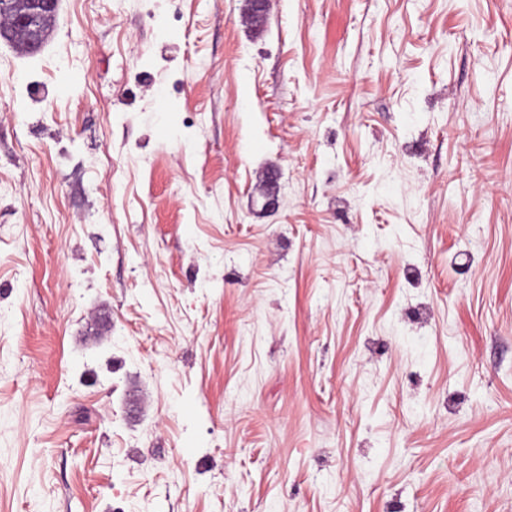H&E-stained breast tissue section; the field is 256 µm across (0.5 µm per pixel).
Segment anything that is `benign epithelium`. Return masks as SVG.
<instances>
[{
	"label": "benign epithelium",
	"instance_id": "7a95c632",
	"mask_svg": "<svg viewBox=\"0 0 512 512\" xmlns=\"http://www.w3.org/2000/svg\"><path fill=\"white\" fill-rule=\"evenodd\" d=\"M61 0H0V43L26 53L39 51L47 37L48 27L56 21ZM270 0H248V19L257 28L265 22ZM277 174L270 171L266 182L270 189L263 195L262 209L275 210L279 198L272 186Z\"/></svg>",
	"mask_w": 512,
	"mask_h": 512
}]
</instances>
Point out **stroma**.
Listing matches in <instances>:
<instances>
[{"label":"stroma","mask_w":512,"mask_h":512,"mask_svg":"<svg viewBox=\"0 0 512 512\" xmlns=\"http://www.w3.org/2000/svg\"><path fill=\"white\" fill-rule=\"evenodd\" d=\"M0 512H512V0L0 45Z\"/></svg>","instance_id":"stroma-1"}]
</instances>
